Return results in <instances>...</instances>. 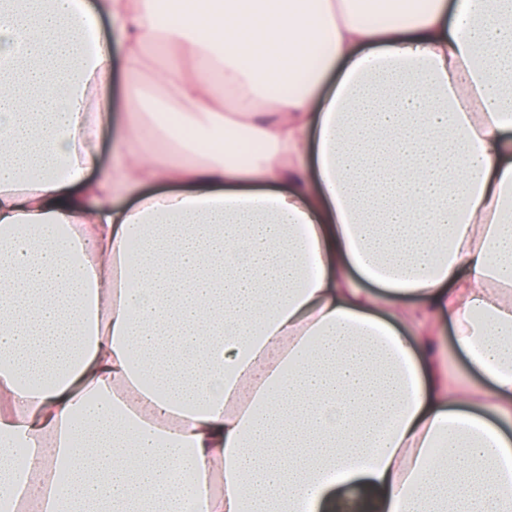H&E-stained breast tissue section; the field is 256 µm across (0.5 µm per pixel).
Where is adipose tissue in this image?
Returning a JSON list of instances; mask_svg holds the SVG:
<instances>
[{
  "mask_svg": "<svg viewBox=\"0 0 512 512\" xmlns=\"http://www.w3.org/2000/svg\"><path fill=\"white\" fill-rule=\"evenodd\" d=\"M448 6L0 0V503L512 512V0Z\"/></svg>",
  "mask_w": 512,
  "mask_h": 512,
  "instance_id": "1",
  "label": "adipose tissue"
}]
</instances>
